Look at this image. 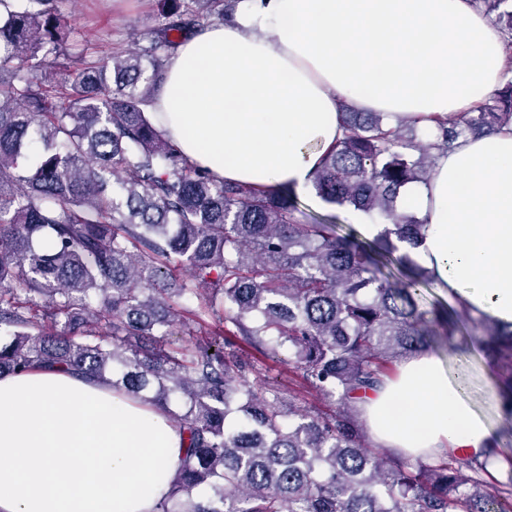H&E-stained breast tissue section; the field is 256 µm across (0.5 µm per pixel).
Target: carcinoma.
I'll return each instance as SVG.
<instances>
[{
  "instance_id": "cac0c4a2",
  "label": "carcinoma",
  "mask_w": 512,
  "mask_h": 512,
  "mask_svg": "<svg viewBox=\"0 0 512 512\" xmlns=\"http://www.w3.org/2000/svg\"><path fill=\"white\" fill-rule=\"evenodd\" d=\"M62 2L0 0V374L60 369L166 409L185 448L156 512H512L511 458L492 484L485 460L379 454L350 402L429 349L436 324L512 356V324L420 311L433 280L410 253L427 224L400 207L434 151L512 127L509 0H470L502 33V79L434 140L343 107L311 182L382 219L371 240L301 223L289 187L216 179L147 116L195 6L224 20L238 0H160L164 25L124 57L73 51ZM249 348L287 351L336 411L285 400Z\"/></svg>"
}]
</instances>
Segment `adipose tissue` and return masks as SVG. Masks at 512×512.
I'll return each instance as SVG.
<instances>
[{
	"instance_id": "1",
	"label": "adipose tissue",
	"mask_w": 512,
	"mask_h": 512,
	"mask_svg": "<svg viewBox=\"0 0 512 512\" xmlns=\"http://www.w3.org/2000/svg\"><path fill=\"white\" fill-rule=\"evenodd\" d=\"M502 73L501 34L470 0H239L182 42L149 118L217 179L299 191L342 133V104L430 129ZM405 200L427 223L414 258L449 303L512 323V130L437 155ZM463 379L424 351L354 405L376 447L465 448L500 468ZM182 450L166 412L105 382L0 375V512H153Z\"/></svg>"
}]
</instances>
